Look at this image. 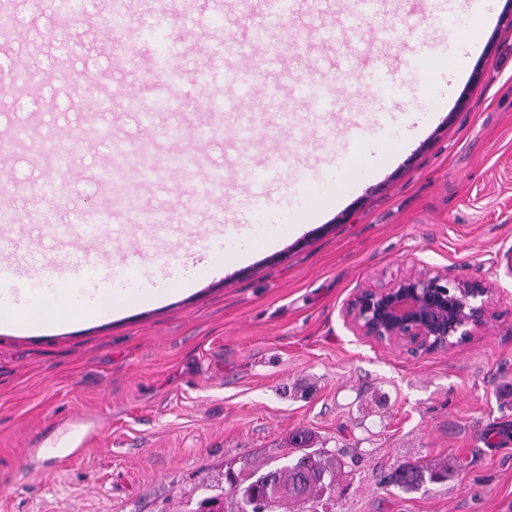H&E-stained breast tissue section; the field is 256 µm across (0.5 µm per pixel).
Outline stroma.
<instances>
[{"instance_id": "35a3bbf8", "label": "stroma", "mask_w": 512, "mask_h": 512, "mask_svg": "<svg viewBox=\"0 0 512 512\" xmlns=\"http://www.w3.org/2000/svg\"><path fill=\"white\" fill-rule=\"evenodd\" d=\"M470 2L382 0L362 29L383 25L396 40L376 44L372 55L448 53L435 16ZM350 7L351 0H306L282 21L283 81L313 71L317 55L356 49ZM327 25L335 37L324 44L318 36ZM116 43L97 8H84L61 30L24 4L0 62L24 61L46 81L70 70L67 50L75 44L86 50L91 81L105 76L142 90L145 77L115 68ZM335 81L345 93L329 139L317 132L322 118L292 113L312 130L302 143L289 141L279 120L288 100L257 95L245 103L256 114L250 140L227 131L197 143L192 118L233 124L210 108L224 95L218 78L191 96L188 115L159 113L151 128L111 101L103 113L108 139L88 142L79 115H71V129L51 128L52 112L73 105L66 85H56L29 132L34 146L0 159L14 179L52 187L10 200L21 244L43 241L42 261L51 263L57 245L29 214L46 208L68 224L107 206L100 178L113 141L127 148L134 173L137 146L149 139L157 162L172 153L184 161L167 171V193L124 191L139 212L164 198L171 203L172 236L156 245L165 263L146 261L139 275L151 283L188 259L206 260L225 226L245 235L253 225L248 193L237 184L225 191L207 237L183 223V211L199 206L189 194L198 156L225 168L235 155L261 160L267 148H281L288 167L270 201L298 207L350 151L344 124L362 116L364 142L375 139L367 88L354 73L336 72ZM397 81L393 135L410 130L412 112L432 113V121L394 161L354 181L342 204L277 249L201 278L190 293L104 322L29 333L0 326V512H196L203 498L223 491L227 463L282 455L299 429L341 462L342 490L330 512H512V0H493L479 52L446 89L424 91L402 70ZM59 150L69 159L61 173L54 170ZM422 267L494 286L493 315L478 336L419 358L345 326L341 310L355 289ZM404 461L458 469L423 490L382 485Z\"/></svg>"}]
</instances>
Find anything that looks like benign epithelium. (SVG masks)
I'll list each match as a JSON object with an SVG mask.
<instances>
[{"instance_id":"obj_1","label":"benign epithelium","mask_w":512,"mask_h":512,"mask_svg":"<svg viewBox=\"0 0 512 512\" xmlns=\"http://www.w3.org/2000/svg\"><path fill=\"white\" fill-rule=\"evenodd\" d=\"M493 285L458 280L446 268L415 269L380 286L359 288L343 317L354 335L392 349L428 356L478 335L492 316Z\"/></svg>"}]
</instances>
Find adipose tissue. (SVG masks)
<instances>
[{
	"mask_svg": "<svg viewBox=\"0 0 512 512\" xmlns=\"http://www.w3.org/2000/svg\"><path fill=\"white\" fill-rule=\"evenodd\" d=\"M486 18L484 0L466 8L462 15L449 18L447 29L452 50L446 56L427 57L423 72L427 87H435L448 69L459 71L465 67L469 54L481 45ZM299 230V225L289 222L287 211L271 210L265 223L256 225L253 232L224 239L222 246L210 253L206 265L214 268L247 262L256 251L275 249L284 237ZM193 283L194 274L188 271L173 274L162 289L131 276L124 282L99 288L66 283L56 288H32L20 300L10 291L0 290V320L26 327H43L62 318L75 322L93 320L115 309L153 302L167 290H187Z\"/></svg>",
	"mask_w": 512,
	"mask_h": 512,
	"instance_id": "adipose-tissue-1",
	"label": "adipose tissue"
}]
</instances>
